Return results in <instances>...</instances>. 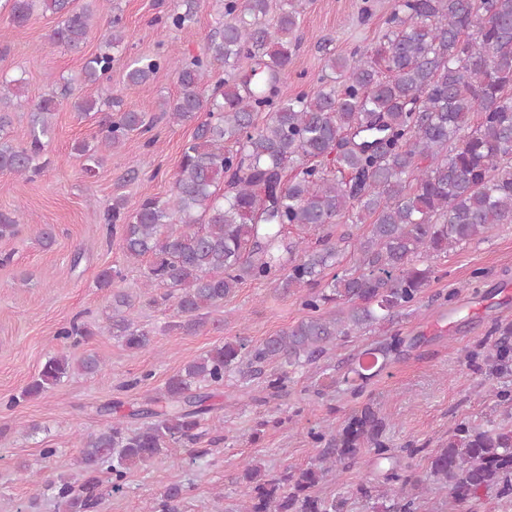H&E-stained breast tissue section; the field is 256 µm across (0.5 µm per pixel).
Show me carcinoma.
<instances>
[{
  "instance_id": "obj_1",
  "label": "carcinoma",
  "mask_w": 512,
  "mask_h": 512,
  "mask_svg": "<svg viewBox=\"0 0 512 512\" xmlns=\"http://www.w3.org/2000/svg\"><path fill=\"white\" fill-rule=\"evenodd\" d=\"M220 2L202 54L137 56L125 65L128 86L171 70L179 92L160 111L196 127L170 195L132 206L119 195L107 210V236L119 237L124 257L96 279L97 287L112 289L108 332L131 351L152 342V331L132 316V296L120 289L128 263L144 265V287L165 289L150 303L174 306L169 331L199 332L208 324L206 310L247 281L305 292L310 315L255 344L236 336L214 345L133 412L143 419L140 427L130 429L120 416L80 438L76 464L86 480L78 492L61 484L62 512L94 508V474L108 473L111 491L119 492L131 470L195 441L217 410L201 386L222 384L232 372L247 381L267 365V397L288 394L295 370L417 305L436 278L435 260L484 240L498 224H512V0H394L382 41L329 58L341 83L326 77L316 90L293 97L282 95L280 84L301 44L305 0H279L274 24L267 19L270 0ZM5 4L14 26L25 24L37 4L57 16L49 35L54 45L77 49L93 28V14L75 0ZM199 8L200 0H178L159 21L189 32ZM124 41L123 18L115 13L99 52L83 66L98 95L76 99L71 83L55 85L30 104L27 142L13 143L10 114L0 113L1 173L31 179L44 172L51 118L65 102L81 118L103 115L92 139L72 146L88 173L102 165V152L153 131L156 119L121 109L112 90ZM241 60L247 69L219 76ZM260 112L269 117L258 127ZM345 217L368 231L354 240L355 269L327 280L325 271L339 256L333 227ZM19 224L17 211H0V238L15 236ZM293 228L300 232L295 238ZM403 344L394 336L360 353L349 372L369 380L379 360L400 354ZM99 367L95 355L75 364L51 356L12 403L44 395L75 369L94 374ZM334 440L338 448L317 468L289 467L259 482L260 469L246 464L243 512H341L342 504L313 495L320 479L356 458L366 441L378 458L393 459L368 406L350 415ZM428 465L458 502L505 484L512 480V427L459 423ZM386 481L384 497L392 501L420 486L396 465Z\"/></svg>"
}]
</instances>
